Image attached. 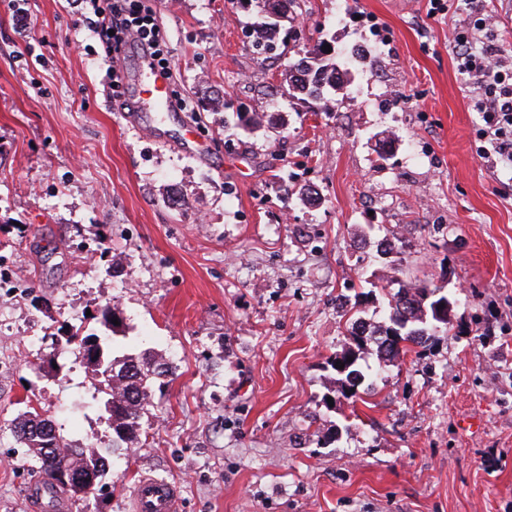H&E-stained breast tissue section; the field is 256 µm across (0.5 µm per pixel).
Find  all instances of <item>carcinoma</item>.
Here are the masks:
<instances>
[{
  "label": "carcinoma",
  "instance_id": "1",
  "mask_svg": "<svg viewBox=\"0 0 512 512\" xmlns=\"http://www.w3.org/2000/svg\"><path fill=\"white\" fill-rule=\"evenodd\" d=\"M254 4L255 31L272 42L281 34L280 23L268 19L267 9L272 8L289 19L302 9L304 0H248ZM320 40L296 60L284 66L288 97L314 107L327 90H341L348 85L350 70L345 62L336 61V55L323 49ZM455 300L441 288L407 282L387 297L386 325L362 327L352 332L355 345L336 354L332 368L336 372L337 392L346 399L360 397V387L372 385L375 373L361 368L362 354L376 348L379 364L383 365L422 347L432 336L450 330V315ZM99 372L111 371L108 386L112 392V447L91 450L73 448L65 442L62 427L43 415L32 405L13 419L10 434L17 447L45 473L47 479L58 483L55 472L63 468L88 469L104 477L112 464L111 454L129 451L139 442V420L151 406V384L166 376V364L151 357L141 359L130 356H101ZM54 433L53 458L45 451L44 435Z\"/></svg>",
  "mask_w": 512,
  "mask_h": 512
}]
</instances>
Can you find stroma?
Listing matches in <instances>:
<instances>
[{
  "mask_svg": "<svg viewBox=\"0 0 512 512\" xmlns=\"http://www.w3.org/2000/svg\"><path fill=\"white\" fill-rule=\"evenodd\" d=\"M149 3L181 113L138 108L135 46L110 89L71 0H0V512H30L45 479L2 432L26 403L68 443L110 445L102 378L60 346L103 334L109 307L115 355L175 375L104 478L117 493L67 512H133L143 477L176 483L179 512H512V172L474 149L453 53L471 0L433 19L428 0H306L270 59L239 0ZM485 8L479 43L512 55V0ZM328 37L366 61L319 107L289 102L283 63ZM396 270L455 297L452 329L419 358L365 353L382 372L346 400L329 365L353 343L341 305L383 321Z\"/></svg>",
  "mask_w": 512,
  "mask_h": 512,
  "instance_id": "35a3bbf8",
  "label": "stroma"
}]
</instances>
